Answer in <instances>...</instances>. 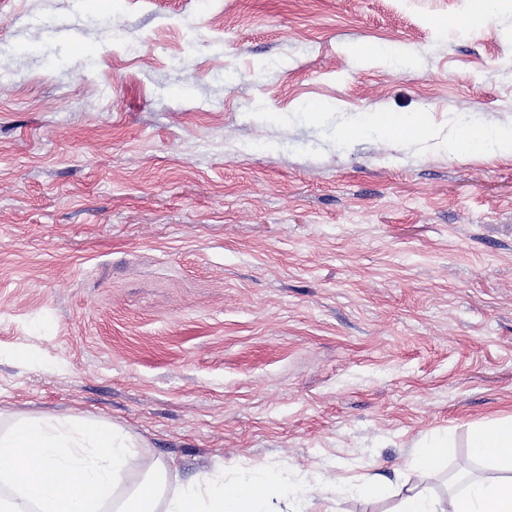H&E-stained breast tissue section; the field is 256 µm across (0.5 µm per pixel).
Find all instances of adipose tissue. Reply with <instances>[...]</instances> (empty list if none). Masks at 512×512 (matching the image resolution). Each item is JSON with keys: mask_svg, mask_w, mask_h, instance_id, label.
Masks as SVG:
<instances>
[{"mask_svg": "<svg viewBox=\"0 0 512 512\" xmlns=\"http://www.w3.org/2000/svg\"><path fill=\"white\" fill-rule=\"evenodd\" d=\"M437 147L464 156H512V129L486 124L436 134ZM470 451L487 470L465 480L447 499L415 487L396 512H512V420L473 428ZM126 432L48 414H29L0 429V512H308L314 495L298 479L258 471L216 480L204 475L176 491L159 467L115 500L117 488L139 467Z\"/></svg>", "mask_w": 512, "mask_h": 512, "instance_id": "ef3b65f1", "label": "adipose tissue"}]
</instances>
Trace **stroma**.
Listing matches in <instances>:
<instances>
[{
	"mask_svg": "<svg viewBox=\"0 0 512 512\" xmlns=\"http://www.w3.org/2000/svg\"><path fill=\"white\" fill-rule=\"evenodd\" d=\"M466 9L0 0V424H113L170 487L287 472L327 512L441 490L512 416V156L369 126L512 128V16L444 30ZM384 115L370 125V129L386 138H414L416 134L405 132V130L417 128L429 130L423 115H404L399 113L386 112ZM455 452V447L450 439H441L435 441L430 448H421L419 452V463L423 469L430 470L437 463L451 457ZM338 486L342 493L361 499L375 498L388 492L386 485L373 481L349 483L340 480Z\"/></svg>",
	"mask_w": 512,
	"mask_h": 512,
	"instance_id": "1",
	"label": "stroma"
}]
</instances>
